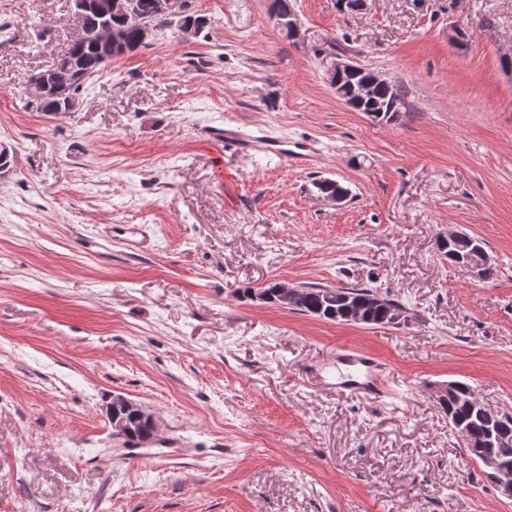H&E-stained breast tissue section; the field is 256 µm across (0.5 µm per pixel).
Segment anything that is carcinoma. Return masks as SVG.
Instances as JSON below:
<instances>
[{"label":"carcinoma","instance_id":"obj_1","mask_svg":"<svg viewBox=\"0 0 512 512\" xmlns=\"http://www.w3.org/2000/svg\"><path fill=\"white\" fill-rule=\"evenodd\" d=\"M159 0H133V11L126 15L115 7L116 0H73L74 12L83 15L87 35L75 39L67 52L50 68L40 72L44 85L40 97L32 100L38 112L65 113L77 110L79 94L84 84L100 75L112 59L137 50L144 45L142 26L152 23L157 28H167L169 23L158 17ZM178 17L174 21L192 23L200 29L207 25L208 19L196 10V0H176ZM273 8L281 19L280 32L290 40L288 15L294 12L292 0H271ZM408 91L400 81L388 85L376 84L372 97L363 105L367 111L374 103L388 107L396 106L394 114L407 110ZM483 247V242L468 235L457 239L442 252L443 256L453 255L465 261L472 252ZM372 290L357 287L302 286L298 288L296 298L287 304V309L309 314L330 322H344L350 305L356 302L367 303L365 324L386 325L387 316L393 314L402 305L394 300L385 299L377 306L370 304ZM462 388L461 401L442 407L451 411L448 423L461 434L467 452L474 458L485 455H501L512 464V447H500L503 437L512 438V413L492 412L482 405H469L466 398L471 386L458 382ZM119 417L131 422L132 434L125 436L126 442L138 445L155 437L154 428L147 419L138 418L131 411L116 409Z\"/></svg>","mask_w":512,"mask_h":512}]
</instances>
